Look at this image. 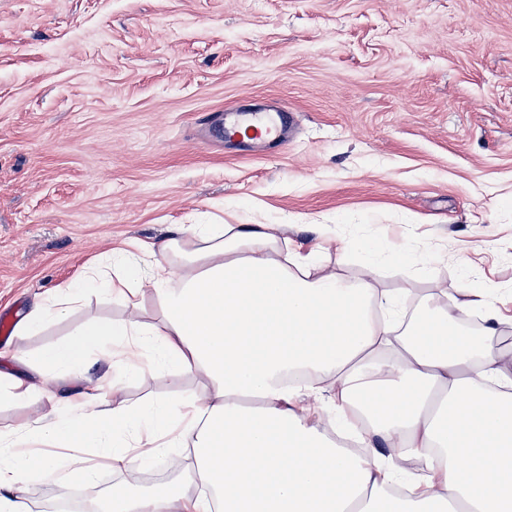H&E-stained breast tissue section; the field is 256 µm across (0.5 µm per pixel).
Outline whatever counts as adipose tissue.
Returning a JSON list of instances; mask_svg holds the SVG:
<instances>
[{
  "mask_svg": "<svg viewBox=\"0 0 512 512\" xmlns=\"http://www.w3.org/2000/svg\"><path fill=\"white\" fill-rule=\"evenodd\" d=\"M277 224H179L164 242L115 248L106 265L34 303L15 325L35 335L87 297L124 304L61 346L0 358V403L49 409L0 429V512H32L33 471L94 484L126 474L102 512H512V363L482 342L505 322L467 275L454 307L411 324L381 287L414 250L354 246L316 224L317 245L282 247ZM359 250L348 278L322 253ZM480 311L479 333L460 314ZM171 379L161 398H124L89 363ZM71 448L32 464L22 444ZM188 461V485L144 487L141 470Z\"/></svg>",
  "mask_w": 512,
  "mask_h": 512,
  "instance_id": "1",
  "label": "adipose tissue"
}]
</instances>
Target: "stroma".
<instances>
[{"mask_svg":"<svg viewBox=\"0 0 512 512\" xmlns=\"http://www.w3.org/2000/svg\"><path fill=\"white\" fill-rule=\"evenodd\" d=\"M294 112L282 151L203 143L226 109ZM177 224H312L459 256L512 288V0H0V315ZM86 300L1 351L62 344Z\"/></svg>","mask_w":512,"mask_h":512,"instance_id":"stroma-1","label":"stroma"}]
</instances>
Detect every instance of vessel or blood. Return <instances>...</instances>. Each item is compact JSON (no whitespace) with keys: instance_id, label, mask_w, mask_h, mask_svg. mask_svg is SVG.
<instances>
[{"instance_id":"vessel-or-blood-1","label":"vessel or blood","mask_w":512,"mask_h":512,"mask_svg":"<svg viewBox=\"0 0 512 512\" xmlns=\"http://www.w3.org/2000/svg\"><path fill=\"white\" fill-rule=\"evenodd\" d=\"M295 120L290 110L263 104L250 110L225 112L222 133L225 141L247 149L266 150L286 144Z\"/></svg>"}]
</instances>
